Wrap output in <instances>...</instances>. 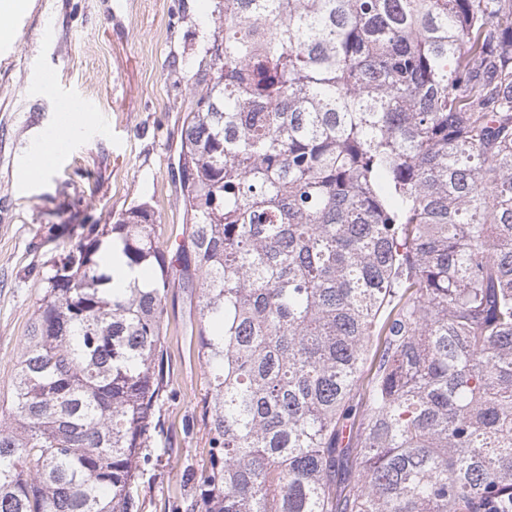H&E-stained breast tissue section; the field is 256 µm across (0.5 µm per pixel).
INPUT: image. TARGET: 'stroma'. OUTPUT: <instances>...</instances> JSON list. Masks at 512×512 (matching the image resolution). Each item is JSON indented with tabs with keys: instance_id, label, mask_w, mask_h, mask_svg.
<instances>
[{
	"instance_id": "obj_1",
	"label": "stroma",
	"mask_w": 512,
	"mask_h": 512,
	"mask_svg": "<svg viewBox=\"0 0 512 512\" xmlns=\"http://www.w3.org/2000/svg\"><path fill=\"white\" fill-rule=\"evenodd\" d=\"M218 0H28L0 47V394L10 386L24 336L43 295L45 262L70 239L66 225L109 224L144 205L159 242L174 253L185 222L178 172L183 117L191 106ZM54 23L52 40L40 38ZM55 72L96 112L39 178L26 173L30 144L57 120L55 97L32 74ZM172 393L161 411L167 441L139 485L141 512H175L193 493L185 469L208 463L202 420L207 367L187 327L181 293L167 301ZM193 428H186V420Z\"/></svg>"
}]
</instances>
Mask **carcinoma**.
<instances>
[{"label": "carcinoma", "instance_id": "carcinoma-1", "mask_svg": "<svg viewBox=\"0 0 512 512\" xmlns=\"http://www.w3.org/2000/svg\"><path fill=\"white\" fill-rule=\"evenodd\" d=\"M206 54L175 258L134 207L43 278L0 512H140L171 288L210 373L185 512H512V0H222Z\"/></svg>", "mask_w": 512, "mask_h": 512}]
</instances>
